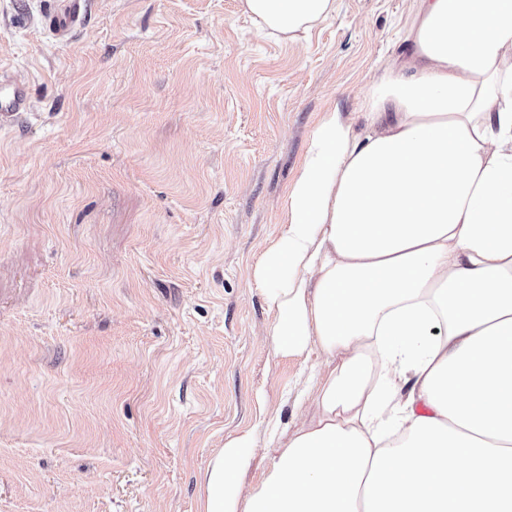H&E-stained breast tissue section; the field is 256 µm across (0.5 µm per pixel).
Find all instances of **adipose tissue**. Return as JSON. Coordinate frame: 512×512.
Here are the masks:
<instances>
[{
	"mask_svg": "<svg viewBox=\"0 0 512 512\" xmlns=\"http://www.w3.org/2000/svg\"><path fill=\"white\" fill-rule=\"evenodd\" d=\"M241 5L290 38L335 0ZM402 42L253 268L274 353L325 359L316 415L248 490L257 437L225 440L200 512H512V0H416Z\"/></svg>",
	"mask_w": 512,
	"mask_h": 512,
	"instance_id": "1",
	"label": "adipose tissue"
}]
</instances>
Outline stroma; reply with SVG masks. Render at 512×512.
Wrapping results in <instances>:
<instances>
[{
	"instance_id": "1",
	"label": "stroma",
	"mask_w": 512,
	"mask_h": 512,
	"mask_svg": "<svg viewBox=\"0 0 512 512\" xmlns=\"http://www.w3.org/2000/svg\"><path fill=\"white\" fill-rule=\"evenodd\" d=\"M0 0V512H198L226 437L295 429L252 277L323 112L354 130L415 0H336L297 40L240 0ZM57 8L48 15L49 29L54 35L67 34L84 14L86 0H57ZM28 93L25 86L13 82L0 67V122L19 112H27Z\"/></svg>"
}]
</instances>
